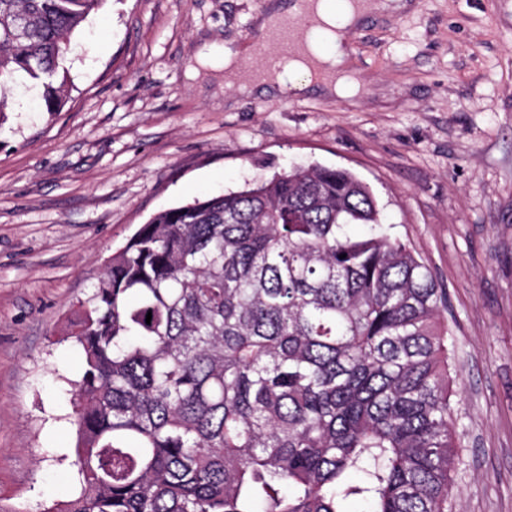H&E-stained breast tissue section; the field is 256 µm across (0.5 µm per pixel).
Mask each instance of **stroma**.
<instances>
[{"label":"stroma","mask_w":512,"mask_h":512,"mask_svg":"<svg viewBox=\"0 0 512 512\" xmlns=\"http://www.w3.org/2000/svg\"><path fill=\"white\" fill-rule=\"evenodd\" d=\"M268 0H105L73 38L68 96L6 90L0 125V512L66 500L82 358L63 329L157 212L288 166L367 183L448 292L456 512H512V0H412L347 43L357 97L240 95L186 68L224 42L261 67Z\"/></svg>","instance_id":"35a3bbf8"}]
</instances>
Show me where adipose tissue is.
<instances>
[{
	"label": "adipose tissue",
	"instance_id": "obj_1",
	"mask_svg": "<svg viewBox=\"0 0 512 512\" xmlns=\"http://www.w3.org/2000/svg\"><path fill=\"white\" fill-rule=\"evenodd\" d=\"M405 0H360L351 4L350 0H307L298 4L297 0H270L260 21L263 33H271L280 28L286 19L298 13L311 15L315 21V32H326L331 44L329 52H322L315 40H308L307 46L312 55L322 62L320 72H313L301 59L289 58L284 73H276L274 68L263 67L254 71L241 70L236 52L217 46L200 52L194 65L188 66V78H196L199 66H211L223 71L227 84L236 86L238 93L251 95L257 92L284 93L294 75L301 74L308 84L327 96L348 98L355 96L361 86L359 80L347 77L350 68L349 53L343 45L344 39L355 30L358 22L368 15L393 14L405 9Z\"/></svg>",
	"mask_w": 512,
	"mask_h": 512
}]
</instances>
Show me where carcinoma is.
Here are the masks:
<instances>
[{
	"instance_id": "obj_1",
	"label": "carcinoma",
	"mask_w": 512,
	"mask_h": 512,
	"mask_svg": "<svg viewBox=\"0 0 512 512\" xmlns=\"http://www.w3.org/2000/svg\"><path fill=\"white\" fill-rule=\"evenodd\" d=\"M103 2L0 0V88L56 111ZM447 303L347 169L158 212L67 324L77 477L43 512H454Z\"/></svg>"
}]
</instances>
